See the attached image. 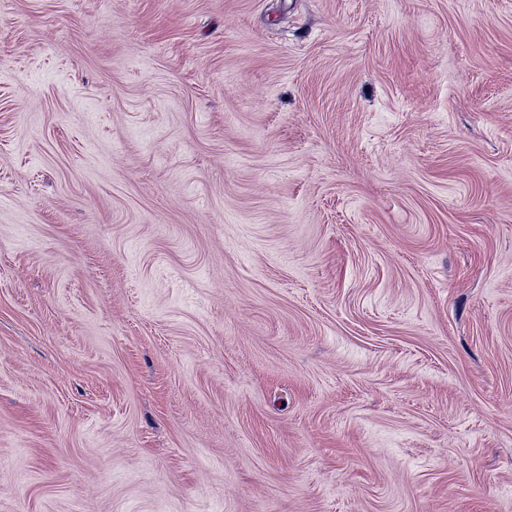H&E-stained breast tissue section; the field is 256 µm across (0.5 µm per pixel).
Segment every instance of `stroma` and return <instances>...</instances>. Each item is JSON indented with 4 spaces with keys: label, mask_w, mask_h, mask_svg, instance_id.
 <instances>
[{
    "label": "stroma",
    "mask_w": 512,
    "mask_h": 512,
    "mask_svg": "<svg viewBox=\"0 0 512 512\" xmlns=\"http://www.w3.org/2000/svg\"><path fill=\"white\" fill-rule=\"evenodd\" d=\"M0 512H512V0H0Z\"/></svg>",
    "instance_id": "1"
}]
</instances>
